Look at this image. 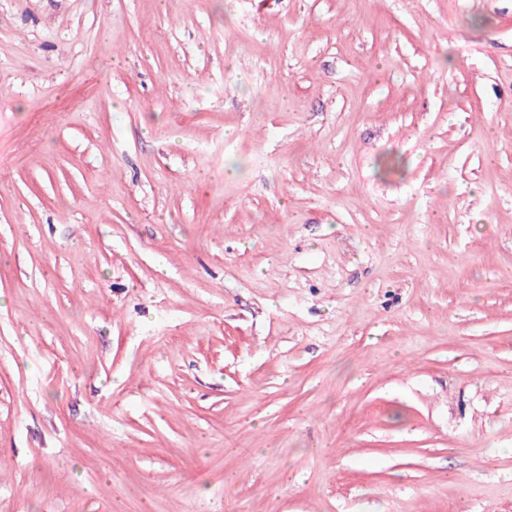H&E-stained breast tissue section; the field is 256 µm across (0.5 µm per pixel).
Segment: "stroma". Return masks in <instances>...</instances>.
<instances>
[{"label": "stroma", "mask_w": 512, "mask_h": 512, "mask_svg": "<svg viewBox=\"0 0 512 512\" xmlns=\"http://www.w3.org/2000/svg\"><path fill=\"white\" fill-rule=\"evenodd\" d=\"M0 512H512V0H0Z\"/></svg>", "instance_id": "obj_1"}]
</instances>
